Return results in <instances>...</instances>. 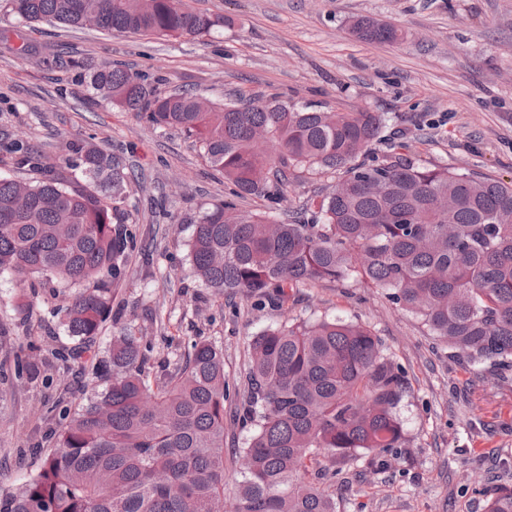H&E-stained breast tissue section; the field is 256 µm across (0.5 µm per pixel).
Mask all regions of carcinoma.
I'll return each mask as SVG.
<instances>
[{
    "label": "carcinoma",
    "mask_w": 512,
    "mask_h": 512,
    "mask_svg": "<svg viewBox=\"0 0 512 512\" xmlns=\"http://www.w3.org/2000/svg\"><path fill=\"white\" fill-rule=\"evenodd\" d=\"M0 10L41 22L129 34L198 38L224 21L187 0H0ZM362 39L390 43L392 26L357 20ZM97 96L174 128L200 144L238 198L280 204L289 171L342 173L306 222H278L214 205L195 225V276L218 295L260 296L281 306L300 283L360 275L388 290L465 363L512 371V183L425 166L399 152L359 160L380 134L377 112H321L275 96L217 103L199 91L158 92L144 75L110 62L88 73ZM266 133L271 151L254 152ZM84 182L68 180L39 150L13 147L35 177L0 178V273L23 287L68 288L62 315L76 353L88 352L112 316V282L133 239L112 222L128 173L120 161L70 144ZM153 347L132 328L112 340L108 366L65 417L55 448L21 488L0 492V512H219L224 503V350L191 341L152 374ZM33 381L39 358L16 361ZM403 370L372 330L341 319L267 328L250 343L238 420L253 427L236 460L242 480L231 512H336V464L359 452L402 448ZM487 512H512V486Z\"/></svg>",
    "instance_id": "carcinoma-1"
}]
</instances>
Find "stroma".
Wrapping results in <instances>:
<instances>
[{"mask_svg":"<svg viewBox=\"0 0 512 512\" xmlns=\"http://www.w3.org/2000/svg\"><path fill=\"white\" fill-rule=\"evenodd\" d=\"M224 24L199 38L156 37L48 23L19 24L0 13V176L24 177L12 141L63 164L75 142L118 158L130 172L121 205L135 235L124 276L113 283L112 316L96 349L133 327L156 362L180 343L206 340L224 350L230 396L239 406L249 345L258 332L300 319L342 318L369 326L408 381L400 416L405 447L357 455L336 467L338 512H485L495 485H512V376L454 361L386 289L363 279L309 282L276 306L246 295H218L194 277L193 225L185 214L234 200L231 185L178 132L149 127L135 113L88 100L71 60L112 63L145 74L160 90L200 87L216 102L278 95L317 109L382 113L383 141L403 144L423 165L512 181V0H187ZM362 17L392 25L391 44L358 39ZM28 45L29 55L18 52ZM333 176L294 182L277 211L260 196L236 200L260 215L296 213ZM20 286L0 274V490L21 487L53 447L63 406L77 404L87 380L74 342L50 314L49 290L32 296L34 314L16 308ZM37 349V382L15 374Z\"/></svg>","mask_w":512,"mask_h":512,"instance_id":"1","label":"stroma"}]
</instances>
